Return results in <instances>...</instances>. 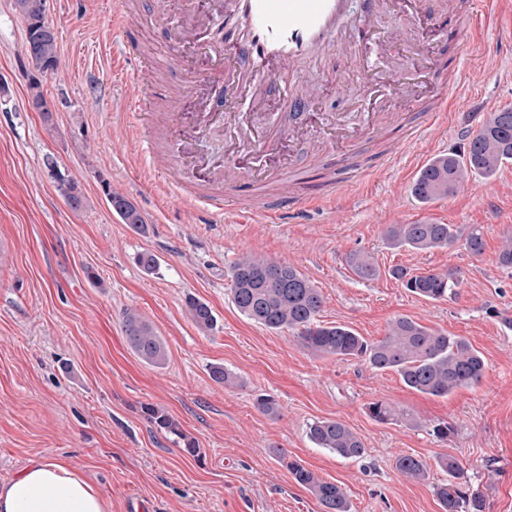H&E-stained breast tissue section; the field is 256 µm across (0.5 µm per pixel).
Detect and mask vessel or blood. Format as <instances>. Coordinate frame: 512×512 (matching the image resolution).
<instances>
[{"label": "vessel or blood", "mask_w": 512, "mask_h": 512, "mask_svg": "<svg viewBox=\"0 0 512 512\" xmlns=\"http://www.w3.org/2000/svg\"><path fill=\"white\" fill-rule=\"evenodd\" d=\"M347 14V0H224L218 18L204 24L183 21L174 30V40L201 47L222 37L226 27L236 29L251 68L221 61L215 66L216 72L224 77L225 91L232 95L245 88L253 99H261L267 78L293 84L302 64L338 49L346 57L360 59L379 86L409 98L423 99L433 121L445 118L459 88L449 82L444 66L431 64L428 81L414 83L408 77L407 63L389 66L384 62L393 45L417 49L419 28L435 25L437 15L428 7L427 0H367L365 12L348 27L343 24ZM384 17L390 20L385 31L380 28ZM476 24L475 13L465 9L461 0H448V29L456 42L466 45L473 41ZM398 119L395 112H374L357 129L337 124L335 137L350 143L363 141L377 126ZM225 135L235 154L216 167L209 184L186 190L185 166L177 152L171 154L162 172L171 188L189 191L191 199L219 211L236 203L241 182L251 181L260 186L280 182L293 162L286 144L298 138L300 131L295 127L282 130L275 122L262 129L256 117L250 115L226 129ZM307 210L301 195H284L258 211L257 216L261 223L268 224L275 222L281 212Z\"/></svg>", "instance_id": "vessel-or-blood-1"}]
</instances>
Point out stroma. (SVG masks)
I'll list each match as a JSON object with an SVG mask.
<instances>
[{
    "label": "stroma",
    "mask_w": 512,
    "mask_h": 512,
    "mask_svg": "<svg viewBox=\"0 0 512 512\" xmlns=\"http://www.w3.org/2000/svg\"><path fill=\"white\" fill-rule=\"evenodd\" d=\"M223 0H45L57 36L59 66L42 77L53 107L44 122L28 100L32 66L25 23L13 0H0V483L31 460L62 456L112 502V512H323L284 465L298 460L344 489L351 512H442L433 484L446 481L439 456L457 458L490 512H512V269L498 263L512 234V161L494 176L474 177L452 196L422 204L410 192L428 148L462 151L466 122L434 126L426 140L412 129L384 131L365 143L343 184H326L308 147L296 149L297 189L311 200V218L291 214L274 224H241L206 216L171 196L157 170L133 145L174 125L196 163L188 182L209 180L225 159L224 131L201 134V115L224 97L214 61L247 64L237 35L209 49L173 47L166 18L190 12L206 18ZM512 0H501L498 24L463 48L447 27L425 38L438 58L457 61L451 81L465 93L459 110L512 107ZM127 41L149 62L155 86L151 126L123 101L137 78L134 65L116 69L112 45ZM316 93L305 83L267 84L252 104L238 95L236 112L258 111L278 121H312L321 138L332 117L356 120L372 108L359 62L333 52L319 70ZM303 98L301 107L289 96ZM79 186L85 204L71 208L47 175L46 155ZM138 207L147 233L120 223L101 181ZM432 221L460 234L480 227L482 255L462 245L419 251L391 248V224ZM373 254L377 279H359L347 263L355 251ZM156 256L144 272L136 255ZM244 253L288 263L323 295L321 323L346 325L370 341L382 339L403 315L466 338L485 360L476 387L438 398L406 387L392 371L361 360L339 361L310 351L294 333L274 332L243 316L232 301L230 267ZM416 273L461 269L454 294L429 301L403 288L392 268ZM206 302L217 324L196 328L187 297ZM137 309L167 350L165 365L144 364L128 347L122 318ZM220 365L241 384L210 376ZM272 396L277 414L263 413L258 395ZM383 400L406 410L417 426L380 424L366 405ZM151 403L195 438L199 457L157 432L141 413ZM337 419L363 440L366 452L344 459L316 447L308 426ZM448 423L446 441L430 433ZM413 455L429 469L426 482L395 467Z\"/></svg>",
    "instance_id": "1"
}]
</instances>
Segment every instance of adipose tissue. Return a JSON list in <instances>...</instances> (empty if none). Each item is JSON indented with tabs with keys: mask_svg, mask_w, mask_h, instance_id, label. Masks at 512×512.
<instances>
[{
	"mask_svg": "<svg viewBox=\"0 0 512 512\" xmlns=\"http://www.w3.org/2000/svg\"><path fill=\"white\" fill-rule=\"evenodd\" d=\"M112 504L70 462L43 457L0 485V512H111Z\"/></svg>",
	"mask_w": 512,
	"mask_h": 512,
	"instance_id": "obj_1",
	"label": "adipose tissue"
}]
</instances>
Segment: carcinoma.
I'll use <instances>...</instances> for the list:
<instances>
[{"mask_svg": "<svg viewBox=\"0 0 512 512\" xmlns=\"http://www.w3.org/2000/svg\"><path fill=\"white\" fill-rule=\"evenodd\" d=\"M14 9L26 23L27 53L38 76L30 80L31 101L44 121L52 113L42 92L39 77L54 72L58 66V45L50 24L45 20L43 0H14ZM512 160V108L490 113L487 121L472 135L464 155L455 153L435 156L417 175L411 194L425 204L439 197L453 195L471 175L493 176L506 162ZM58 190L75 209L83 206V196L72 179L59 175ZM100 186L110 210L123 224L140 233L147 231L136 205L126 196L112 191L110 183ZM386 237L395 248L430 250L453 246L459 232L452 224L418 222L392 224ZM464 248L473 255L485 249L481 229L473 227L464 238ZM347 262L362 280L378 277L379 270L372 257L353 252ZM390 275L401 281L409 292L430 301L448 297L458 287L463 273L456 269L446 273L415 274L404 267H395ZM232 299L248 319L272 331L288 329L295 333L312 351L336 360L349 357L364 358L377 371L398 373L405 386L432 397L446 398L461 388L479 384L485 363L478 350L460 336L426 327L406 316L396 317L386 335L378 341H368L344 325H322L317 317L323 305L320 289L298 269L285 263L246 256L234 262L231 270ZM186 308L195 326L210 332L216 326L211 308L194 297L186 299ZM126 341L144 363L161 367L165 364V345L153 326L139 314L127 311L124 315ZM141 412L156 431L173 438L182 451L199 456L195 439L189 437L178 420L162 409L144 404ZM370 418L378 423H410L409 414L391 404L377 400L367 405ZM309 439L344 459H359L365 454L362 439L345 423L336 419L317 420L309 425ZM286 462L293 480L309 491L323 506L324 512H350V503L341 486L320 478L314 471L293 460ZM439 466L448 472V481L433 487L442 512H486L485 494L464 480V468L452 456L438 459ZM397 470L414 481L428 479L429 471L423 461L412 455L396 459Z\"/></svg>", "mask_w": 512, "mask_h": 512, "instance_id": "1", "label": "carcinoma"}]
</instances>
